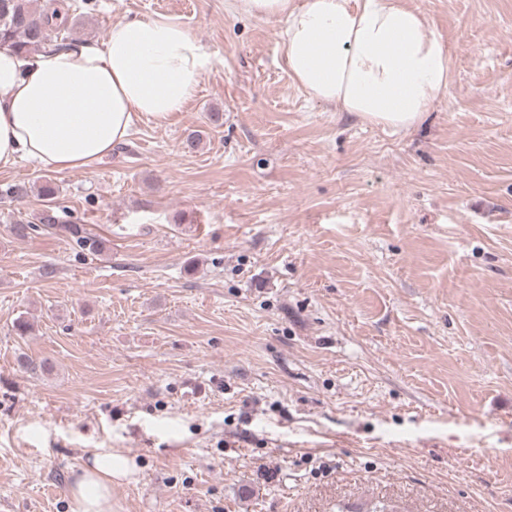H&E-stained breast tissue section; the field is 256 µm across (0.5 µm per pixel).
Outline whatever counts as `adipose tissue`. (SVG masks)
I'll list each match as a JSON object with an SVG mask.
<instances>
[{
	"label": "adipose tissue",
	"instance_id": "1",
	"mask_svg": "<svg viewBox=\"0 0 512 512\" xmlns=\"http://www.w3.org/2000/svg\"><path fill=\"white\" fill-rule=\"evenodd\" d=\"M280 21L278 45L293 82L312 100L393 131L418 126L447 95L449 50L404 0H238ZM207 62L179 22L131 19L106 40L23 56L0 48V169L28 159L57 172L109 156L136 122H163L193 97ZM133 459L94 454L69 485L70 512H112V487Z\"/></svg>",
	"mask_w": 512,
	"mask_h": 512
}]
</instances>
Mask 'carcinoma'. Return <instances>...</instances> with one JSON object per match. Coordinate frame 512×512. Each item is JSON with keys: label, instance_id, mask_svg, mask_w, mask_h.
<instances>
[{"label": "carcinoma", "instance_id": "1", "mask_svg": "<svg viewBox=\"0 0 512 512\" xmlns=\"http://www.w3.org/2000/svg\"><path fill=\"white\" fill-rule=\"evenodd\" d=\"M69 10L63 0H0V41L18 53H34L50 45L62 47L64 43L52 42L51 33L65 25L58 21V16ZM34 191L47 197L56 193L55 187L48 182L39 187L23 182L7 185L3 194L23 199ZM39 221L75 237L90 253L100 252L101 244L96 237L88 235L76 224L59 223L52 208L43 210Z\"/></svg>", "mask_w": 512, "mask_h": 512}]
</instances>
